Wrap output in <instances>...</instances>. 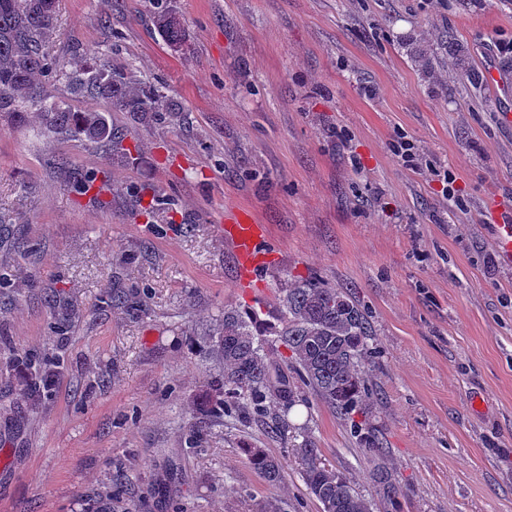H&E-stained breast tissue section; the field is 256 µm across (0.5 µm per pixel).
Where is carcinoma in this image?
I'll return each instance as SVG.
<instances>
[{
  "instance_id": "obj_1",
  "label": "carcinoma",
  "mask_w": 512,
  "mask_h": 512,
  "mask_svg": "<svg viewBox=\"0 0 512 512\" xmlns=\"http://www.w3.org/2000/svg\"><path fill=\"white\" fill-rule=\"evenodd\" d=\"M55 14L56 0H0V113L18 116L35 106L41 123L54 134L110 143L112 123L105 114L94 110L77 115L44 93L43 79L57 70L46 52ZM152 22L168 42L182 40L181 22L166 7L156 8ZM66 76L73 95L103 100L112 112L168 111L166 96L158 88L113 67L98 52L85 54ZM270 316L278 323L275 342L286 351L284 362L294 368L301 385L279 373L265 353L262 332L273 325L261 318V312L226 309L224 333L210 342L222 373L199 396V413L244 422L272 417L285 448L299 461L309 494L319 502L321 512H374L373 500L325 462L308 433L271 412L276 404L291 409L306 389L349 425L366 453L384 459L386 448L369 423L374 392L366 370L377 351L367 313L343 289L305 278L280 289L278 307ZM241 452L270 485L282 482L280 458L251 444ZM370 480L387 505L400 507L402 489L389 468L377 466Z\"/></svg>"
}]
</instances>
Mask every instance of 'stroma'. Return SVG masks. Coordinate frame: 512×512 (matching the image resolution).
Listing matches in <instances>:
<instances>
[{
    "label": "stroma",
    "instance_id": "obj_1",
    "mask_svg": "<svg viewBox=\"0 0 512 512\" xmlns=\"http://www.w3.org/2000/svg\"><path fill=\"white\" fill-rule=\"evenodd\" d=\"M185 40L154 28L153 0H59L45 91L71 111L63 74L96 50L162 88L152 119L107 112L123 150L0 116V512H320L270 421H209L196 398L218 376L208 340L230 307L274 310L312 276L369 316L386 465L401 512H512V264L490 228L512 208V97L452 65H512V0H167ZM447 172L402 165L397 137ZM94 173L108 207L75 195L53 162ZM155 217L132 214L134 198ZM268 228L260 290L237 285L216 231L227 208ZM123 289L142 316L113 307ZM41 363L31 378L24 359ZM324 459L374 498L372 462L317 399L288 415ZM251 443L284 458L271 486Z\"/></svg>",
    "mask_w": 512,
    "mask_h": 512
}]
</instances>
